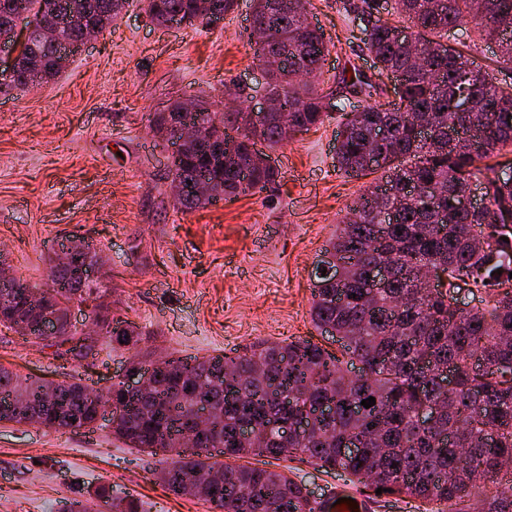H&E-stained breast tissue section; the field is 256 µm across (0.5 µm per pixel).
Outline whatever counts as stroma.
Masks as SVG:
<instances>
[{
    "label": "stroma",
    "mask_w": 512,
    "mask_h": 512,
    "mask_svg": "<svg viewBox=\"0 0 512 512\" xmlns=\"http://www.w3.org/2000/svg\"><path fill=\"white\" fill-rule=\"evenodd\" d=\"M253 0H235L224 23L159 26L145 0H128L112 27L93 37L62 73L28 90L0 85V256L33 289L69 236L91 238L105 261L101 299L113 317L143 333L137 351L103 345L77 362L57 347L0 326V365L32 378L82 381L107 390L133 361L233 355L261 341L309 339L332 353L310 316V273L348 205L385 170L349 177L336 167L346 100L322 125L273 150L279 171L262 191L190 213L177 208L168 171L174 147L151 130L159 113L186 99L220 109L240 85L259 107L265 74L248 39ZM362 0H310V19L329 55L319 86L339 74L374 78ZM252 465L302 482L315 499L336 486L362 498L346 474L294 457ZM158 456L112 434V414L61 434L36 423L0 422V512H64L99 485L141 500L145 512H215L171 492L155 475Z\"/></svg>",
    "instance_id": "stroma-1"
}]
</instances>
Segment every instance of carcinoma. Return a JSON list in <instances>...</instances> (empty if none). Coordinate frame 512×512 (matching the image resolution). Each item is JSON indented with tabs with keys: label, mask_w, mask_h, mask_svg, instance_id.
I'll return each instance as SVG.
<instances>
[{
	"label": "carcinoma",
	"mask_w": 512,
	"mask_h": 512,
	"mask_svg": "<svg viewBox=\"0 0 512 512\" xmlns=\"http://www.w3.org/2000/svg\"><path fill=\"white\" fill-rule=\"evenodd\" d=\"M48 0H0V38L20 43L13 74L5 85L29 87L27 74L38 68L43 78L65 67L61 47L77 51L85 29L103 31L115 22L127 0H80L85 24L65 23L48 37L39 30ZM367 8V49L378 74L404 76L399 102L367 104L341 124L336 167L352 176L385 169L382 184L361 194L350 216L336 229L324 251L336 264L314 268L311 318L315 328L335 331L337 356L307 339L258 342L244 353L184 360L171 355L146 378L149 390L123 391L112 384L104 403H112V433L131 448L172 453L157 473L177 495L213 505L217 512H316L306 488L288 475L241 464L250 457L304 456L321 469L344 472L365 488L391 490L429 502L449 512H512V489L490 485L502 464L512 459V172L487 160L512 147V85L494 82L459 48L441 37L464 21L474 22L481 39L498 43L501 59L512 64V0H394L393 13L416 30L415 42L398 38V26L375 15L380 0H363ZM234 0H146L150 20L165 26L175 16L189 23L207 21L213 12L228 13ZM294 13L288 0H253V16L279 33L275 42L253 40L254 58L266 66L270 91L282 97L280 109L252 124L246 112H215L207 103L196 112L182 106L152 124L171 141L179 118L208 129L205 149L187 147L169 169L171 181L205 182L176 198L190 212L232 200L275 182L278 170L265 163V143L272 150L292 136L321 125L323 92L298 79L305 71L322 74L329 53L324 34L302 20L305 3ZM288 52L287 63L268 66L267 55ZM467 77L472 107L458 110L461 76ZM338 83L373 98L372 82L341 75ZM429 126L423 136L414 120ZM473 131L474 145L448 139V126ZM483 185L487 204L473 211L456 207L467 185ZM391 204L397 223L383 225L382 207ZM508 241H503V238ZM390 262L383 287L369 279L371 269ZM54 287L33 296L24 284L0 285V326L46 309L69 312L70 303L96 300L98 289L82 280L77 266H60L49 258ZM484 291L488 301L470 308L448 301L460 284ZM95 335L74 331L52 345L65 348L76 361L102 349L101 338L132 349L142 336L136 323L97 318ZM348 360H343V357ZM358 366L351 372L350 367ZM450 370L453 386L439 376ZM79 382H57L52 392L42 380L22 378L0 368V405L24 399L25 420L54 431H76L95 422ZM207 399L215 422L204 450L218 449L227 462L200 453L183 456L184 434L196 415L199 397ZM373 397L366 408L361 401ZM331 404V414L317 412ZM307 418L302 438L285 443L276 424ZM257 428L250 442L239 440L246 424ZM355 440V455L342 453ZM217 468L219 484H195L197 473ZM96 499L112 501V512H141L133 497L110 498L102 486Z\"/></svg>",
	"instance_id": "carcinoma-1"
}]
</instances>
